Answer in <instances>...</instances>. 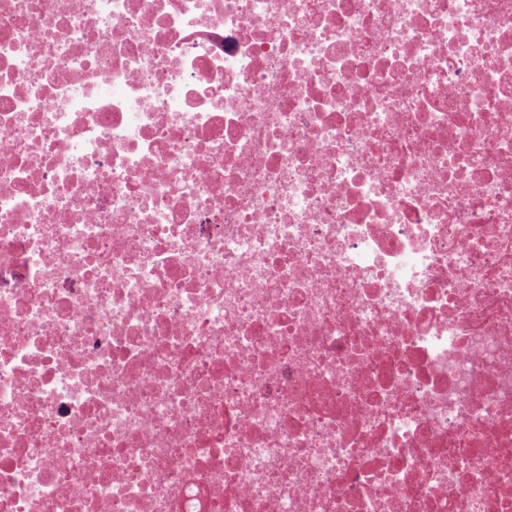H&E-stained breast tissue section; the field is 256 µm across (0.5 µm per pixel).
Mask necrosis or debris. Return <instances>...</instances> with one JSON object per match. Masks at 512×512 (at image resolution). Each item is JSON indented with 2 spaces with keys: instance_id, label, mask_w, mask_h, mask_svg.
<instances>
[{
  "instance_id": "necrosis-or-debris-1",
  "label": "necrosis or debris",
  "mask_w": 512,
  "mask_h": 512,
  "mask_svg": "<svg viewBox=\"0 0 512 512\" xmlns=\"http://www.w3.org/2000/svg\"><path fill=\"white\" fill-rule=\"evenodd\" d=\"M0 512H512V0H0Z\"/></svg>"
}]
</instances>
